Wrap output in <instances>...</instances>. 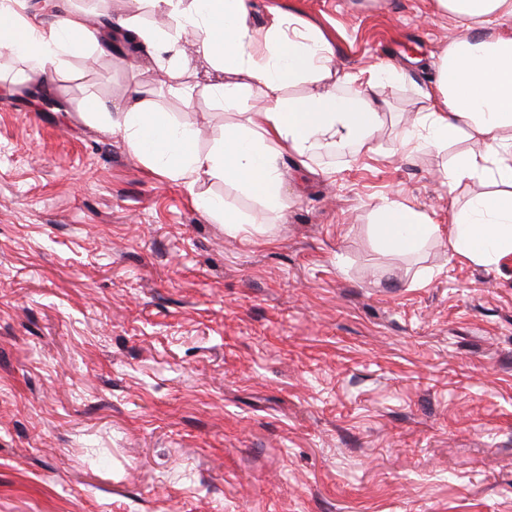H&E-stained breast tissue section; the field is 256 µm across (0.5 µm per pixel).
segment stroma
Wrapping results in <instances>:
<instances>
[{"label": "stroma", "instance_id": "1", "mask_svg": "<svg viewBox=\"0 0 512 512\" xmlns=\"http://www.w3.org/2000/svg\"><path fill=\"white\" fill-rule=\"evenodd\" d=\"M250 2L322 30L339 70L406 78L368 91L374 152L283 158L281 212L206 183L243 237L84 115L137 93L206 151L240 116L202 78L188 105L115 50L33 94L0 58V512H512V255L374 233L383 204L445 225L494 189L440 185L468 138L392 152L464 24L432 0ZM204 209L224 224L225 234L237 237L247 231L246 224H253L239 210L228 205L220 198H208L202 201Z\"/></svg>", "mask_w": 512, "mask_h": 512}]
</instances>
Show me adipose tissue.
Returning a JSON list of instances; mask_svg holds the SVG:
<instances>
[{
  "label": "adipose tissue",
  "instance_id": "obj_1",
  "mask_svg": "<svg viewBox=\"0 0 512 512\" xmlns=\"http://www.w3.org/2000/svg\"><path fill=\"white\" fill-rule=\"evenodd\" d=\"M167 18L154 27L104 18V26L132 33L149 47L153 62L180 84L184 100L194 88L181 83L185 72L202 76L205 86L225 107L247 109L263 102L256 117L228 124L222 140L208 151L197 145L191 124L139 100L110 106L96 99L90 117L102 121L149 170L187 189L221 179L259 199L267 209L287 206L279 160L289 154L308 161L321 153L351 145L372 151L384 114L367 94L340 95L353 84L340 74L334 51L322 31L294 15H275L257 27L248 0H145ZM441 13L466 23L469 32L437 61L432 87L422 90L427 103L411 127L399 135L397 149L455 144L460 137L478 142L480 152L455 156L444 173L449 191L469 182L494 184L491 193L473 196L450 214L448 228L427 214L393 202L377 210L380 242L400 251L447 235L453 256L487 263L512 254V0H434ZM60 16L34 13L30 0H0V45L19 67L11 83L28 85L48 65L69 68L82 59L93 68L110 43L97 39L83 14L68 12L56 0ZM304 84L302 97L284 95L286 87Z\"/></svg>",
  "mask_w": 512,
  "mask_h": 512
}]
</instances>
